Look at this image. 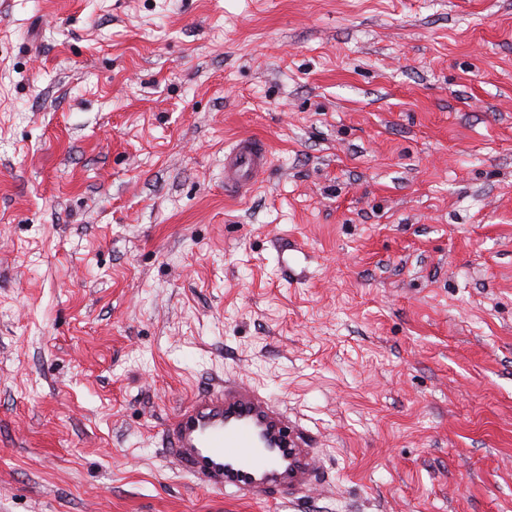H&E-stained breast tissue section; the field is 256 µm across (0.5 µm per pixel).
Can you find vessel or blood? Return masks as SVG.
<instances>
[{
	"mask_svg": "<svg viewBox=\"0 0 512 512\" xmlns=\"http://www.w3.org/2000/svg\"><path fill=\"white\" fill-rule=\"evenodd\" d=\"M270 158L263 142L224 156V187L252 188ZM163 455L198 488L238 500L296 501L318 482L315 435L250 381L228 377L195 391L159 430Z\"/></svg>",
	"mask_w": 512,
	"mask_h": 512,
	"instance_id": "1",
	"label": "vessel or blood"
}]
</instances>
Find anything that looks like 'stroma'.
Instances as JSON below:
<instances>
[{
    "label": "stroma",
    "mask_w": 512,
    "mask_h": 512,
    "mask_svg": "<svg viewBox=\"0 0 512 512\" xmlns=\"http://www.w3.org/2000/svg\"><path fill=\"white\" fill-rule=\"evenodd\" d=\"M235 374L296 503L160 452ZM0 512H512V0H0ZM266 146L256 138L244 137L224 154V188L230 191L250 189L259 172L269 164Z\"/></svg>",
    "instance_id": "obj_1"
}]
</instances>
